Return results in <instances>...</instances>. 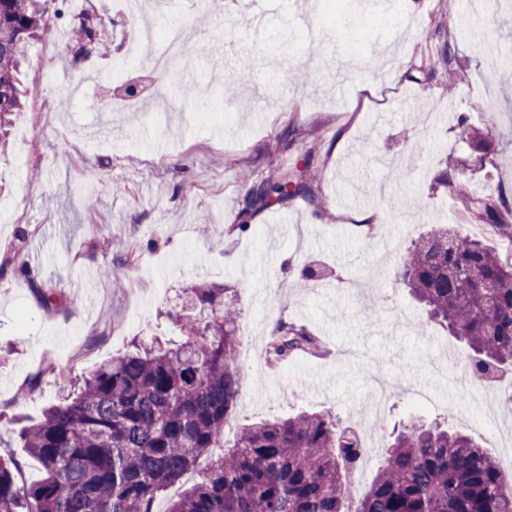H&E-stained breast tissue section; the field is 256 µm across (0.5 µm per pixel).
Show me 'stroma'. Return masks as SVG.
I'll list each match as a JSON object with an SVG mask.
<instances>
[{"label":"stroma","instance_id":"stroma-1","mask_svg":"<svg viewBox=\"0 0 512 512\" xmlns=\"http://www.w3.org/2000/svg\"><path fill=\"white\" fill-rule=\"evenodd\" d=\"M152 2L52 0L54 34L23 66L24 110L0 152V454L17 462V489L44 476L18 447L22 428L132 342L176 339L165 314L198 281L234 286L241 309L226 438L265 417L329 410L384 442L414 421L460 427L512 464V410L448 360L446 347L463 356L466 345L398 283L399 254L438 224L512 256V238L481 229L437 182L456 164L474 189L512 194V0H183L177 13ZM83 10L104 17L108 54L70 51L68 19ZM146 26L179 28L200 51L155 71L148 58L164 43L143 44ZM440 37L462 72L453 92L444 70L412 79ZM484 42L502 59L492 75ZM244 58L241 94L224 101ZM402 101L412 119L395 116ZM489 118L486 152L460 140V120ZM115 125L128 137L112 136ZM311 147L316 200L236 229L238 170H262L271 154L300 166ZM363 211L374 234L354 220ZM113 238L131 258L112 254ZM17 255L31 277L7 266ZM34 279L61 282L75 305L45 311ZM283 322L306 326L323 350L270 364ZM38 374L40 390L19 402Z\"/></svg>","mask_w":512,"mask_h":512}]
</instances>
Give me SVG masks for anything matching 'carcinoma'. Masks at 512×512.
<instances>
[{
	"mask_svg": "<svg viewBox=\"0 0 512 512\" xmlns=\"http://www.w3.org/2000/svg\"><path fill=\"white\" fill-rule=\"evenodd\" d=\"M48 0H0V134L21 108L19 63L32 41L53 33ZM103 19L70 16V50L89 56L104 46ZM447 44L419 71L448 66ZM486 131L459 123L460 138L484 145ZM247 191L236 228L251 227L269 207L312 193L309 165L285 168L277 158L257 174L242 170ZM437 181L451 188L468 214L512 233V202L499 190L474 191L463 172L447 168ZM400 279L430 318L463 341L472 376L512 369V263L481 241L443 225L399 255ZM47 310L70 298L60 283H39L21 260ZM182 312L169 315L180 340L164 348L135 344L100 364L43 418L21 431L22 447L45 478L22 501L12 457H0V512H153L157 495L211 449L223 454L202 480L166 512H512V471L461 431L406 425L385 450L373 483L352 492L351 472L364 452L354 431L329 412H300L243 425L224 440V419L239 391L241 312L234 289L201 282L183 289ZM316 353L305 327H276L265 355L278 363L296 351Z\"/></svg>",
	"mask_w": 512,
	"mask_h": 512,
	"instance_id": "cac0c4a2",
	"label": "carcinoma"
}]
</instances>
